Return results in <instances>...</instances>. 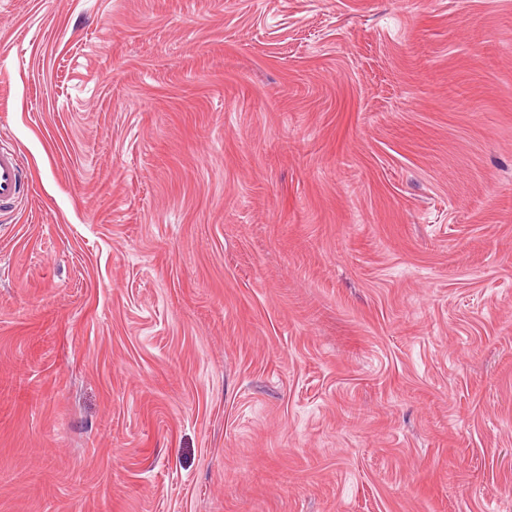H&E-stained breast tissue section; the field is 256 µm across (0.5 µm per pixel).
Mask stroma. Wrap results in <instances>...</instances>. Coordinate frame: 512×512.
<instances>
[{
	"label": "stroma",
	"instance_id": "obj_1",
	"mask_svg": "<svg viewBox=\"0 0 512 512\" xmlns=\"http://www.w3.org/2000/svg\"><path fill=\"white\" fill-rule=\"evenodd\" d=\"M0 512H512V0H0ZM23 170L17 150L3 142L0 143V210L8 209L24 194Z\"/></svg>",
	"mask_w": 512,
	"mask_h": 512
}]
</instances>
